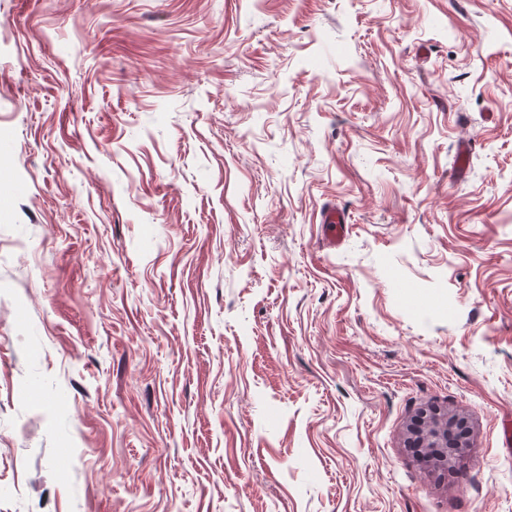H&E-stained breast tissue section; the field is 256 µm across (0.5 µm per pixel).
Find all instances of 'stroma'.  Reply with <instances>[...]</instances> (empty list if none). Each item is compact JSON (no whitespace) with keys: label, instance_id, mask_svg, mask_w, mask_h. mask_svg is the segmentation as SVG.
Instances as JSON below:
<instances>
[{"label":"stroma","instance_id":"stroma-1","mask_svg":"<svg viewBox=\"0 0 512 512\" xmlns=\"http://www.w3.org/2000/svg\"><path fill=\"white\" fill-rule=\"evenodd\" d=\"M508 418L512 0H0V512H512ZM467 419L456 413L425 412L407 427L408 448H422L445 465L454 463L469 448Z\"/></svg>","mask_w":512,"mask_h":512}]
</instances>
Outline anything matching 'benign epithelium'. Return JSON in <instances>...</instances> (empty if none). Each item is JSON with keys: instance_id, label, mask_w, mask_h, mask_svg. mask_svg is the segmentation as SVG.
<instances>
[{"instance_id": "1", "label": "benign epithelium", "mask_w": 512, "mask_h": 512, "mask_svg": "<svg viewBox=\"0 0 512 512\" xmlns=\"http://www.w3.org/2000/svg\"><path fill=\"white\" fill-rule=\"evenodd\" d=\"M466 425L467 419L456 413L425 412L408 425V446L421 448L442 463L451 464L469 448Z\"/></svg>"}]
</instances>
